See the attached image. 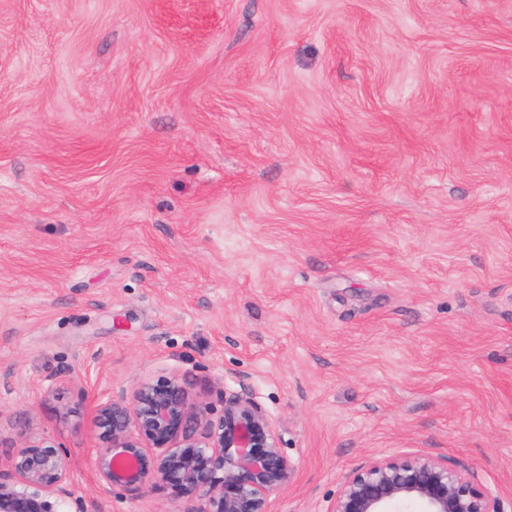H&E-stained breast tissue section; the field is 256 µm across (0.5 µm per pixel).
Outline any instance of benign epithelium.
Listing matches in <instances>:
<instances>
[{"label":"benign epithelium","instance_id":"benign-epithelium-1","mask_svg":"<svg viewBox=\"0 0 512 512\" xmlns=\"http://www.w3.org/2000/svg\"><path fill=\"white\" fill-rule=\"evenodd\" d=\"M102 489L147 497L165 489L197 503L192 512H272V497L296 467L266 412L240 396L219 412L176 375L134 382L96 408ZM0 512H88L66 450L28 438L0 468ZM330 512H504L499 497L469 474L429 456L370 460L342 481Z\"/></svg>","mask_w":512,"mask_h":512}]
</instances>
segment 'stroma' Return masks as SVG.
<instances>
[{
    "label": "stroma",
    "mask_w": 512,
    "mask_h": 512,
    "mask_svg": "<svg viewBox=\"0 0 512 512\" xmlns=\"http://www.w3.org/2000/svg\"><path fill=\"white\" fill-rule=\"evenodd\" d=\"M177 375L254 401L273 512L425 455L512 512V0H0V464Z\"/></svg>",
    "instance_id": "1"
}]
</instances>
